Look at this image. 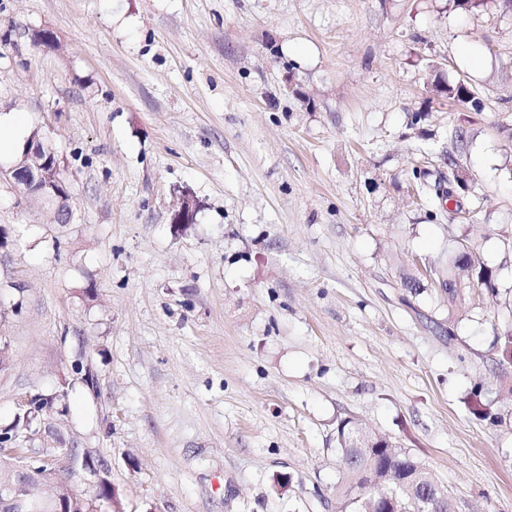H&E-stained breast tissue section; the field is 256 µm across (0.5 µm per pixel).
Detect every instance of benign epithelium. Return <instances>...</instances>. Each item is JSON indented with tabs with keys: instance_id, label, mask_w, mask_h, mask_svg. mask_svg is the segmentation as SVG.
I'll return each mask as SVG.
<instances>
[{
	"instance_id": "7a95c632",
	"label": "benign epithelium",
	"mask_w": 512,
	"mask_h": 512,
	"mask_svg": "<svg viewBox=\"0 0 512 512\" xmlns=\"http://www.w3.org/2000/svg\"><path fill=\"white\" fill-rule=\"evenodd\" d=\"M61 172L58 155L45 142L37 128L27 138L21 154L10 169L12 179L22 187L26 197L40 199L56 206L55 215L59 223L71 217V210L67 205L68 192L61 181ZM195 211V202L189 198L184 199L180 208L173 214L172 223H188L193 219ZM46 438L47 435L41 427L26 434L27 452L16 457L12 477L0 481V509L3 512L6 509L11 512H47L49 507L64 500L72 504L70 512H78L77 505L83 502L84 498L76 494L64 480L61 481L62 494L59 496L38 499L32 495L33 484L58 481L56 475L42 473L36 467V461L41 458L43 450L48 445ZM54 453L65 464L67 470H79L84 473L85 484L89 488L99 485L110 476V472L101 466H86L94 456V451L90 448L83 449L80 457L75 456L68 448H56Z\"/></svg>"
}]
</instances>
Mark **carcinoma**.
Returning <instances> with one entry per match:
<instances>
[{
    "instance_id": "1",
    "label": "carcinoma",
    "mask_w": 512,
    "mask_h": 512,
    "mask_svg": "<svg viewBox=\"0 0 512 512\" xmlns=\"http://www.w3.org/2000/svg\"><path fill=\"white\" fill-rule=\"evenodd\" d=\"M431 92L450 101L480 105L467 81L461 79L454 84L434 81ZM426 169L413 170V183L417 193L428 196L435 194L438 200L436 211L430 213L433 219L445 212L448 195L439 193L440 184L429 181ZM429 276L439 285V293L448 307L461 303L467 290L476 285L495 291L493 271L480 263L472 248L460 245L448 260L445 268L432 267ZM493 346L501 361L512 364V327L496 333ZM72 387H59L54 391H38L29 395L31 411L15 415L12 424L5 429L8 434L25 426H36V421L48 418L45 409L56 408L52 415L67 419L70 410ZM469 411L479 419L494 421L490 405L481 400V389L474 388L469 401ZM337 442L344 455V471L336 490L337 508L352 504V493L362 492L364 512H386L388 500L394 499L404 512H452L447 490L412 455L392 448L390 440L353 418L340 422L337 428ZM114 494L112 481H107L87 493L83 509L100 505L104 498Z\"/></svg>"
}]
</instances>
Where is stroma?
I'll return each instance as SVG.
<instances>
[{
    "instance_id": "1",
    "label": "stroma",
    "mask_w": 512,
    "mask_h": 512,
    "mask_svg": "<svg viewBox=\"0 0 512 512\" xmlns=\"http://www.w3.org/2000/svg\"><path fill=\"white\" fill-rule=\"evenodd\" d=\"M0 115L41 130L72 211L27 203L0 156V428L79 361L96 387L61 433L108 461L120 512H336L345 418L454 512H512V7L0 0ZM448 153L474 192L433 220L407 185ZM461 239L497 292L452 318L403 281ZM431 92L456 103L470 104L475 108L480 105V100L475 96L467 81L463 79L454 84L435 80L431 86Z\"/></svg>"
}]
</instances>
